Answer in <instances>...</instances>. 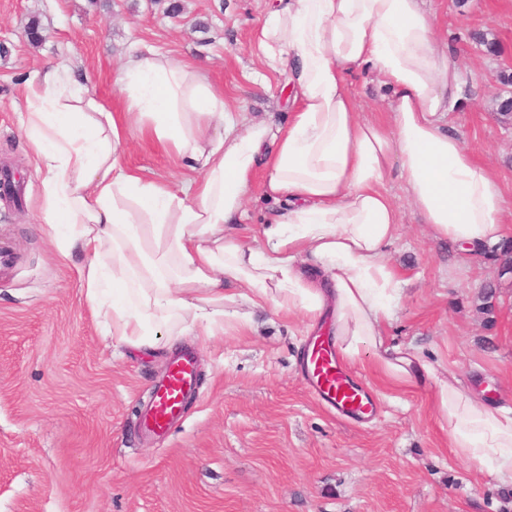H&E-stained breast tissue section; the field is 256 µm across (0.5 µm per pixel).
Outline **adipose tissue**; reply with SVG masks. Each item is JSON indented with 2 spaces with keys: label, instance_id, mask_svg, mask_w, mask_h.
<instances>
[{
  "label": "adipose tissue",
  "instance_id": "adipose-tissue-1",
  "mask_svg": "<svg viewBox=\"0 0 512 512\" xmlns=\"http://www.w3.org/2000/svg\"><path fill=\"white\" fill-rule=\"evenodd\" d=\"M258 48L282 75L288 127L236 122L223 88L193 65L129 57L108 110L74 68L45 70L25 97V134L42 164L43 220L61 259L90 254L80 270L88 308L115 345L155 352L175 330H224L253 309L330 321L338 355L403 386L427 389L453 453L512 483V410L496 408L421 349L390 346L384 331L405 282L388 260L400 212L385 188L403 185L432 238L466 251L512 238L496 172L443 125L468 84L455 48L436 39L432 0H286L271 10ZM374 68L392 96L391 123L360 119L346 77ZM138 133L191 169L179 188L123 162ZM274 153H267L268 143ZM278 206L259 245L232 227L246 217L257 163Z\"/></svg>",
  "mask_w": 512,
  "mask_h": 512
}]
</instances>
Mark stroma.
Returning <instances> with one entry per match:
<instances>
[{"mask_svg":"<svg viewBox=\"0 0 512 512\" xmlns=\"http://www.w3.org/2000/svg\"><path fill=\"white\" fill-rule=\"evenodd\" d=\"M180 12H170L171 2ZM276 0H0V166L11 168L20 203L0 199V512H512V485L457 458L433 415L429 393L382 378L369 362L351 375L375 396L356 421L317 400L300 374L312 339L303 320L268 310L249 324L225 319L211 338L193 330L172 348H115L87 308L84 254L61 261L42 220L43 172L22 130L26 82L49 67H76L114 111V78L128 55L159 52L202 66L224 89L235 119L287 126L279 76L256 47ZM437 38L454 44L474 75L475 95L450 122L497 170L512 203V124L497 105L512 97V0H435ZM38 17L48 37L26 34ZM496 41L489 53L477 34ZM348 83L361 119L387 121L390 92L372 70ZM125 164L172 183L189 169L155 142L129 136ZM257 165L247 209L233 227L253 241L275 205ZM401 217L388 246L406 295L390 327L393 344L447 361L462 384L512 408V279L499 252L463 254L429 236L396 180L386 183ZM495 283L492 313L482 288ZM192 351L197 386L182 419L146 438L140 415L174 354Z\"/></svg>","mask_w":512,"mask_h":512,"instance_id":"stroma-1","label":"stroma"}]
</instances>
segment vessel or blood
Instances as JSON below:
<instances>
[{
  "label": "vessel or blood",
  "instance_id": "vessel-or-blood-1",
  "mask_svg": "<svg viewBox=\"0 0 512 512\" xmlns=\"http://www.w3.org/2000/svg\"><path fill=\"white\" fill-rule=\"evenodd\" d=\"M301 373L309 390L340 414L361 417L372 413L366 392L354 381L335 352L318 349L302 360ZM196 388L195 359L183 351L170 363L163 378L155 385L140 422L143 433H167L183 415L184 403Z\"/></svg>",
  "mask_w": 512,
  "mask_h": 512
}]
</instances>
